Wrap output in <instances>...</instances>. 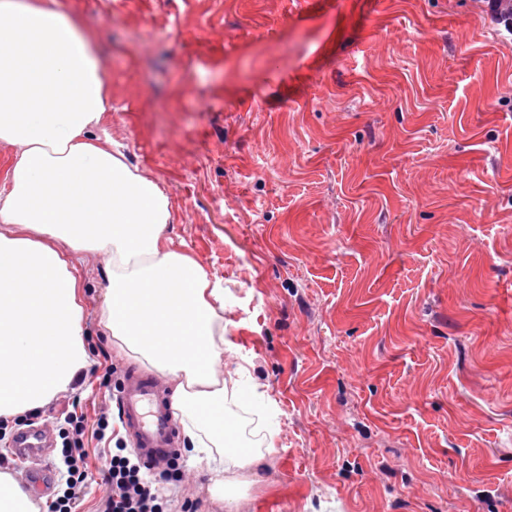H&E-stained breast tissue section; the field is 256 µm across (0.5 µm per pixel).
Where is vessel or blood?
Returning a JSON list of instances; mask_svg holds the SVG:
<instances>
[{
  "label": "vessel or blood",
  "mask_w": 512,
  "mask_h": 512,
  "mask_svg": "<svg viewBox=\"0 0 512 512\" xmlns=\"http://www.w3.org/2000/svg\"><path fill=\"white\" fill-rule=\"evenodd\" d=\"M117 402L132 447L152 466L165 464L175 451L178 433L173 409L161 399L156 378L138 373L128 375ZM50 446L51 434L43 426L21 431L12 444V453L21 464L23 482L40 492L51 479L44 464Z\"/></svg>",
  "instance_id": "vessel-or-blood-1"
}]
</instances>
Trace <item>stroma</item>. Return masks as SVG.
<instances>
[{
	"instance_id": "1",
	"label": "stroma",
	"mask_w": 512,
	"mask_h": 512,
	"mask_svg": "<svg viewBox=\"0 0 512 512\" xmlns=\"http://www.w3.org/2000/svg\"><path fill=\"white\" fill-rule=\"evenodd\" d=\"M112 82L109 134L222 280L245 368L242 510L179 453L168 512H512V39L480 0H67ZM72 406L147 365L98 325Z\"/></svg>"
}]
</instances>
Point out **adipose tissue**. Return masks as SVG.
<instances>
[{
    "mask_svg": "<svg viewBox=\"0 0 512 512\" xmlns=\"http://www.w3.org/2000/svg\"><path fill=\"white\" fill-rule=\"evenodd\" d=\"M112 88L94 33L57 0H0V417L41 408L82 381L84 269L106 255L99 327L161 374L185 449L237 501L263 458L239 446L228 407L251 392L223 370L224 290L171 246L170 200L104 126Z\"/></svg>",
    "mask_w": 512,
    "mask_h": 512,
    "instance_id": "1",
    "label": "adipose tissue"
}]
</instances>
